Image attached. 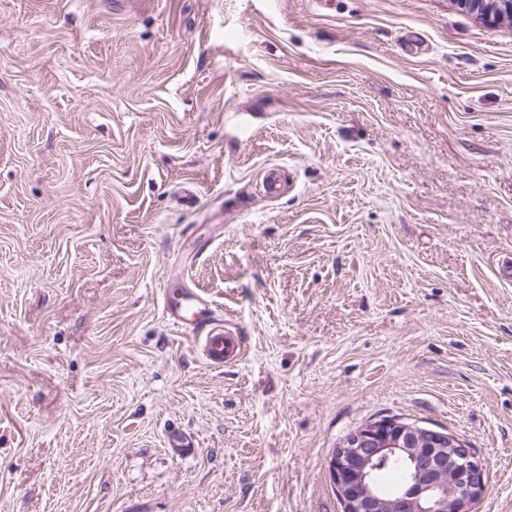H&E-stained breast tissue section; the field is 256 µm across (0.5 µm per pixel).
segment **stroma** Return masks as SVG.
Wrapping results in <instances>:
<instances>
[{
	"label": "stroma",
	"instance_id": "35a3bbf8",
	"mask_svg": "<svg viewBox=\"0 0 512 512\" xmlns=\"http://www.w3.org/2000/svg\"><path fill=\"white\" fill-rule=\"evenodd\" d=\"M382 417L512 512V21L0 0V512H341L331 453ZM164 300L174 323L187 333L202 335L203 350L211 364L220 366L239 357V337L224 331L221 323L210 320L212 305L209 300L187 291H183L181 298L165 296Z\"/></svg>",
	"mask_w": 512,
	"mask_h": 512
}]
</instances>
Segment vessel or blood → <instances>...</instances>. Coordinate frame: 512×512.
Listing matches in <instances>:
<instances>
[{"mask_svg":"<svg viewBox=\"0 0 512 512\" xmlns=\"http://www.w3.org/2000/svg\"><path fill=\"white\" fill-rule=\"evenodd\" d=\"M165 305L174 323L185 332L202 337L203 350L211 364L220 366L239 357V338L225 331L222 324L211 321L209 300L186 291L180 297L166 299Z\"/></svg>","mask_w":512,"mask_h":512,"instance_id":"vessel-or-blood-1","label":"vessel or blood"}]
</instances>
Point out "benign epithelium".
I'll return each mask as SVG.
<instances>
[{"label": "benign epithelium", "instance_id": "benign-epithelium-1", "mask_svg": "<svg viewBox=\"0 0 512 512\" xmlns=\"http://www.w3.org/2000/svg\"><path fill=\"white\" fill-rule=\"evenodd\" d=\"M486 22L512 20V0H456ZM397 469L400 486L386 495L382 473ZM329 475L342 512H472L485 471L467 443L446 431L397 417L370 421L336 448Z\"/></svg>", "mask_w": 512, "mask_h": 512}]
</instances>
